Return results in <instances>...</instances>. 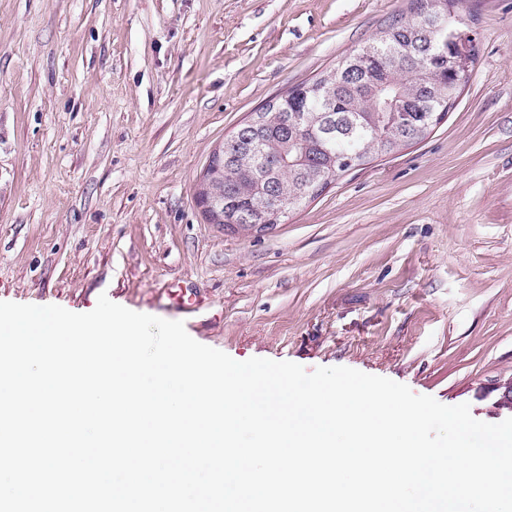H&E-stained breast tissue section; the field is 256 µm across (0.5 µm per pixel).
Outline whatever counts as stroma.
<instances>
[{"mask_svg": "<svg viewBox=\"0 0 512 512\" xmlns=\"http://www.w3.org/2000/svg\"><path fill=\"white\" fill-rule=\"evenodd\" d=\"M409 0H0V301L100 295L238 361L345 366L498 423L512 378V0H461L454 108L264 232L214 150Z\"/></svg>", "mask_w": 512, "mask_h": 512, "instance_id": "35a3bbf8", "label": "stroma"}]
</instances>
